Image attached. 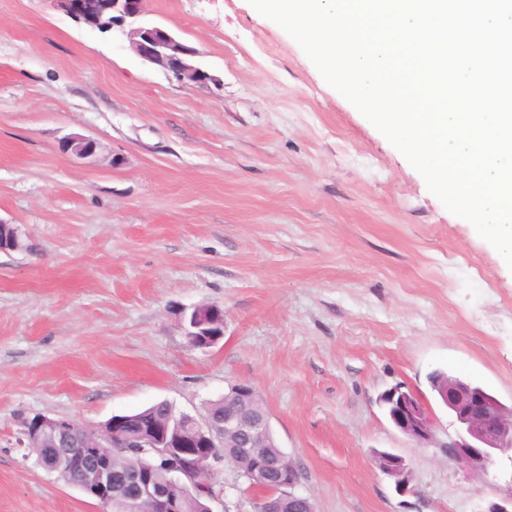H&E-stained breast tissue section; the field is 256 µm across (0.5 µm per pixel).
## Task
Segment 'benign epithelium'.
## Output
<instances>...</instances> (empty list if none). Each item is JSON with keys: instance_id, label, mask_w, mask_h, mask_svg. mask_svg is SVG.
<instances>
[{"instance_id": "1", "label": "benign epithelium", "mask_w": 512, "mask_h": 512, "mask_svg": "<svg viewBox=\"0 0 512 512\" xmlns=\"http://www.w3.org/2000/svg\"><path fill=\"white\" fill-rule=\"evenodd\" d=\"M57 7L68 17L83 23L101 34H112L128 39L135 53L145 62L158 65L185 85L204 86L216 78L191 63L195 50L172 37L145 19L144 0H54ZM63 151L81 158L93 156L97 144L82 136L68 135L61 140ZM195 335L199 340L192 343L198 348L214 345L211 336H224V321L211 323L202 328L194 320ZM399 402L390 415L392 423L408 438L419 445L433 443L435 423L418 401L407 392L395 389ZM255 389L248 383L231 388L226 398L235 408L224 412V420L215 424L204 422L182 413L178 423L182 430L170 432L168 427H157L138 437L140 452L147 454L151 462L145 472L157 470L168 473L160 480H150L131 495L112 493V477L102 448L112 443V448L122 449L130 444L119 436L123 421L112 418V431L93 430L84 449L74 451L73 424L67 419L37 416L27 424L25 435L32 448H47L51 465L49 471L62 478L66 471L82 462L96 474L93 495L104 512H186L194 496L204 494L210 501L219 498L214 478L218 469L226 464L222 458L203 456L210 447L214 430L234 440L233 456L252 460L249 471L237 473L249 488L260 492L251 501L252 512H282L285 504L299 506L301 512H314L309 498L294 492L299 482V472L286 455L269 456L258 449L269 447L268 413L246 414L253 406ZM446 407L459 427L456 436L449 438L448 456L461 463L472 474L487 470L496 455L512 453V410H505L498 400L482 390L457 382L442 389ZM380 469L404 483L402 459L389 452L377 454Z\"/></svg>"}]
</instances>
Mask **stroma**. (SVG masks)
Here are the masks:
<instances>
[{
	"label": "stroma",
	"mask_w": 512,
	"mask_h": 512,
	"mask_svg": "<svg viewBox=\"0 0 512 512\" xmlns=\"http://www.w3.org/2000/svg\"><path fill=\"white\" fill-rule=\"evenodd\" d=\"M215 77L187 86L54 0H0V512H101L43 468L23 423L98 427L158 401L204 419L246 382L315 512H485L436 368L512 406V269L249 0H145ZM94 140V157L60 148ZM224 337L191 346L182 310ZM394 386L436 420L421 446ZM406 464L397 489L375 453Z\"/></svg>",
	"instance_id": "obj_1"
}]
</instances>
